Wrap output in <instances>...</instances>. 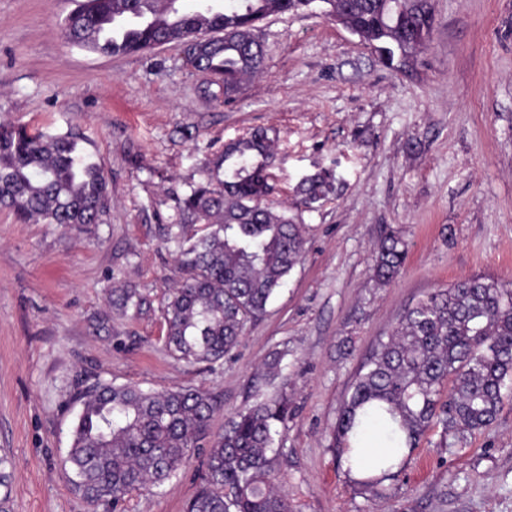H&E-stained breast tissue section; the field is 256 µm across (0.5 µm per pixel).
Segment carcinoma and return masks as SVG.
Segmentation results:
<instances>
[{"mask_svg": "<svg viewBox=\"0 0 512 512\" xmlns=\"http://www.w3.org/2000/svg\"><path fill=\"white\" fill-rule=\"evenodd\" d=\"M178 2L80 0L64 37L112 56L153 49L161 38L181 44L188 63L230 97L262 68L257 23L307 8V0H196L189 9ZM322 3L328 16L389 60L412 59L434 24L429 0H346L339 15L336 0ZM272 143L267 132L255 131L228 146L167 227L185 270L165 306L166 342L180 360L214 363L232 351L302 258L304 225L262 204ZM328 188L326 179L313 178L298 193L313 203ZM107 201L103 170L79 139L0 125L1 208L23 222L71 227L97 223ZM406 253L400 235L389 231L374 256L376 280L392 281ZM511 386L512 288L483 276L461 279L407 307L388 340L373 346L343 398L335 440L346 452L360 444V431L377 425L388 447L411 451L435 426L480 431ZM219 411L199 388L97 385L82 396L68 453L76 488L116 512L132 491L176 476ZM294 416L282 392L229 419L208 449L186 512H295L276 487L275 470L281 430Z\"/></svg>", "mask_w": 512, "mask_h": 512, "instance_id": "1", "label": "carcinoma"}]
</instances>
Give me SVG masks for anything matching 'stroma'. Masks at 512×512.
Here are the masks:
<instances>
[{"mask_svg":"<svg viewBox=\"0 0 512 512\" xmlns=\"http://www.w3.org/2000/svg\"><path fill=\"white\" fill-rule=\"evenodd\" d=\"M432 5L431 37L401 70L319 7L269 16L263 70L228 99L181 45L92 54L63 36L75 0H0V123L79 137L109 192L100 223L79 228L0 208V512H112L75 491L66 461L79 396L99 383L208 390L214 437L286 388L297 416L277 484L296 512H512V392L482 431L430 430L382 497L332 439L353 374L405 307L471 276L512 284V0ZM258 128L274 138L264 203L304 225L303 257L223 360H176L165 305L184 272L163 227ZM324 173L331 190L304 204L297 186ZM388 226L408 255L383 286L372 256ZM130 289L141 309L117 306ZM204 461L132 492L125 512H185Z\"/></svg>","mask_w":512,"mask_h":512,"instance_id":"stroma-1","label":"stroma"}]
</instances>
